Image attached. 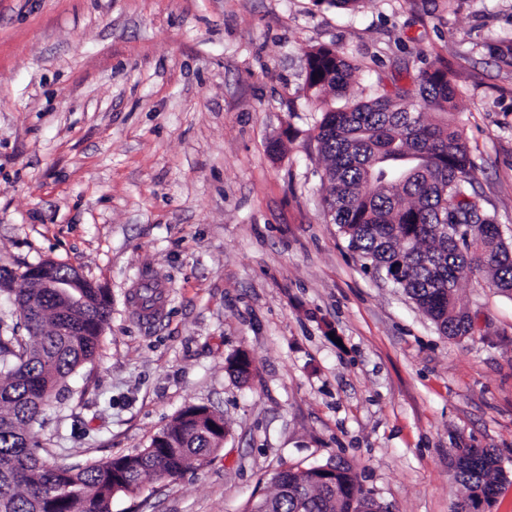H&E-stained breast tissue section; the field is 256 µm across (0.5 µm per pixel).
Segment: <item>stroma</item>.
<instances>
[{"instance_id":"stroma-1","label":"stroma","mask_w":512,"mask_h":512,"mask_svg":"<svg viewBox=\"0 0 512 512\" xmlns=\"http://www.w3.org/2000/svg\"><path fill=\"white\" fill-rule=\"evenodd\" d=\"M512 0H0V335L9 289L52 260L111 295L95 358L32 426L58 466L147 448L187 406L229 434L112 512H243L283 467L341 459L392 512H451L454 451L491 448L512 512V296L478 278L443 336L364 271L327 215L306 50L352 63L350 97L447 62L474 187L512 240ZM166 289L138 315L139 275ZM251 380L230 376L237 351Z\"/></svg>"}]
</instances>
